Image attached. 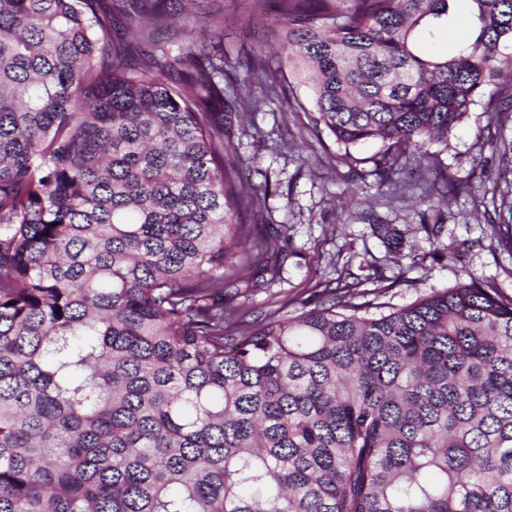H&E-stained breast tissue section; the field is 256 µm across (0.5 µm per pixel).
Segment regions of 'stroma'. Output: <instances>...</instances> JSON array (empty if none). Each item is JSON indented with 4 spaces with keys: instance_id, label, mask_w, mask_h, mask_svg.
<instances>
[{
    "instance_id": "obj_1",
    "label": "stroma",
    "mask_w": 512,
    "mask_h": 512,
    "mask_svg": "<svg viewBox=\"0 0 512 512\" xmlns=\"http://www.w3.org/2000/svg\"><path fill=\"white\" fill-rule=\"evenodd\" d=\"M199 6L181 26L171 29L186 40L199 23L224 22V70L244 74L245 54L261 49L273 52L280 28L270 0H198ZM469 0H457L447 28L427 45L430 54L454 55L471 35ZM256 110L224 128V143L247 185L266 187L264 205L244 213L248 224L287 225L283 247L289 258L283 279L240 300V320L280 310L285 300L308 298L315 286L333 277L332 258L354 250L369 252L385 276L397 275L393 254L373 234L376 224L395 225L404 236L405 249L433 250L422 227L424 206L417 194L397 197L379 185L372 174L378 143L344 149L326 130H315L305 88L289 86L281 73L253 84ZM512 141V122L491 129L481 109H474L449 135L447 145H430L444 173L458 185L443 217L439 241L454 243L458 258L426 260L419 270L407 272L405 283L392 291L393 304L402 306L433 290L450 288L476 278L494 282L512 298V253L502 238L512 235V214L500 205L512 190V173L501 171L499 155Z\"/></svg>"
}]
</instances>
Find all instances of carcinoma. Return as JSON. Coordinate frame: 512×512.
<instances>
[{
    "label": "carcinoma",
    "instance_id": "cac0c4a2",
    "mask_svg": "<svg viewBox=\"0 0 512 512\" xmlns=\"http://www.w3.org/2000/svg\"><path fill=\"white\" fill-rule=\"evenodd\" d=\"M113 2L0 0V512H512V298L471 277L380 301L455 246L405 255L378 224L398 275L348 260L240 331L224 272L264 194L241 196L224 121L268 59L226 76L224 23L172 45L154 36L172 0ZM454 2L278 0L315 126L382 143L395 192L422 166L436 239L455 190L427 146L512 67V0H469L457 54L420 53ZM117 13L153 27L116 40ZM484 112L511 119L512 84Z\"/></svg>",
    "mask_w": 512,
    "mask_h": 512
}]
</instances>
